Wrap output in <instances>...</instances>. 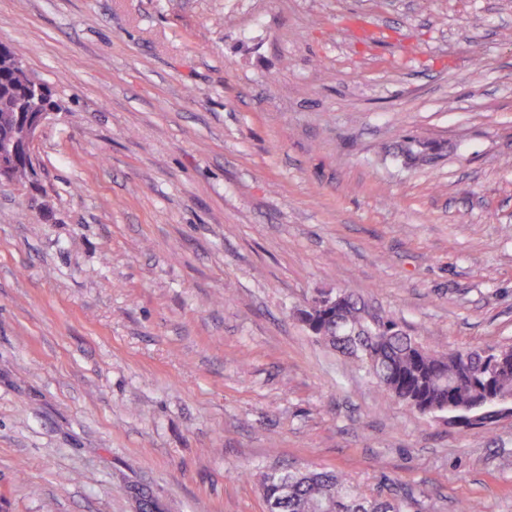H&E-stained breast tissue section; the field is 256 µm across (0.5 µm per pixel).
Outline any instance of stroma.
Wrapping results in <instances>:
<instances>
[{"instance_id": "obj_1", "label": "stroma", "mask_w": 512, "mask_h": 512, "mask_svg": "<svg viewBox=\"0 0 512 512\" xmlns=\"http://www.w3.org/2000/svg\"><path fill=\"white\" fill-rule=\"evenodd\" d=\"M0 42L60 105L0 184V512H265L305 467L512 512V418L410 412L298 315L512 345V0H0Z\"/></svg>"}]
</instances>
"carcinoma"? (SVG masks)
Here are the masks:
<instances>
[{
  "mask_svg": "<svg viewBox=\"0 0 512 512\" xmlns=\"http://www.w3.org/2000/svg\"><path fill=\"white\" fill-rule=\"evenodd\" d=\"M0 59V130L13 127L26 107L54 106L51 90L26 99L11 59ZM301 320L323 329L320 339L356 361L377 384L408 410L465 417V426H485L500 418L497 396H512V346L433 353L418 337L388 316L372 311L353 295L336 294L331 315L308 307ZM265 502L275 512H418L413 493L398 498L368 495L331 470L266 472Z\"/></svg>",
  "mask_w": 512,
  "mask_h": 512,
  "instance_id": "1",
  "label": "carcinoma"
}]
</instances>
